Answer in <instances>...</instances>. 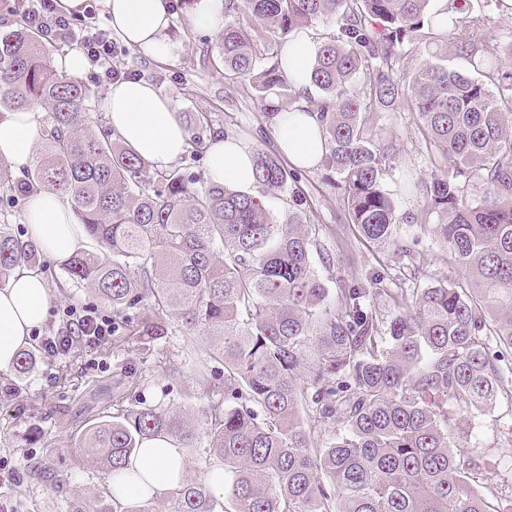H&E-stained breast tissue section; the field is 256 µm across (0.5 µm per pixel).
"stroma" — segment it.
<instances>
[{
  "label": "stroma",
  "instance_id": "1",
  "mask_svg": "<svg viewBox=\"0 0 512 512\" xmlns=\"http://www.w3.org/2000/svg\"><path fill=\"white\" fill-rule=\"evenodd\" d=\"M188 14L185 8L172 14L169 35L179 51L171 61L158 62L117 38L113 64L138 69L142 80L171 98L183 124H190L195 113L205 112L214 131L229 133L255 150L275 151V127L264 118L253 91L228 85L220 74L203 67V52L218 35L192 28ZM383 124L387 141L399 151L402 169L414 179L428 178L435 161L418 136L415 117L394 112ZM327 175L321 164L303 171L297 188L310 205L311 222L320 229L322 257L315 265L333 293L382 269L397 274L408 288L437 280L463 281V269L422 225H395L392 245L382 250L360 242L353 224L343 218L342 196ZM79 302L92 311L112 312L90 292L72 299L55 288L38 336L53 335L64 309ZM203 360L194 337L176 332L142 351H129L122 337L111 336L95 344L77 343L51 361L39 359L35 369L21 377L0 370V503L7 512H71L78 501L107 499L108 482L86 461L78 441L89 423L112 414L124 392L120 368L136 373V399L143 406L183 411L199 427L204 423L203 403L194 398L192 388ZM470 423L471 447L484 452L496 481H511L512 442L505 435L512 430V402L504 399L472 414ZM47 461L67 473L66 482L55 483L37 471V464Z\"/></svg>",
  "mask_w": 512,
  "mask_h": 512
}]
</instances>
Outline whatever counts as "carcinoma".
Returning a JSON list of instances; mask_svg holds the SVG:
<instances>
[{
	"label": "carcinoma",
	"mask_w": 512,
	"mask_h": 512,
	"mask_svg": "<svg viewBox=\"0 0 512 512\" xmlns=\"http://www.w3.org/2000/svg\"><path fill=\"white\" fill-rule=\"evenodd\" d=\"M224 0V30L202 64L255 91L264 118L303 98L319 114L323 161L348 218L369 244L391 243L397 223L424 225L468 275L411 293L366 285L330 294L313 259L319 228L295 192L299 174L274 153L253 155L257 186L293 208L274 215L250 191L195 185L183 168L158 170L107 125L93 91L54 67L27 23L0 31V112H47L34 166L12 176L9 200L44 189L67 198L93 246L59 264L65 288H88L112 306V335L140 351L179 331L197 337L205 363L194 396L207 402L197 428L183 413L130 404L88 426L79 447L106 479L158 437L207 448L224 466V501L182 479L163 512H512V484L487 486L481 453L457 454L468 418L507 392L512 362V41H480L484 19L458 0ZM334 24L312 62L308 87L281 71L284 40L315 20ZM470 69L448 67V49ZM432 57L410 76L412 53ZM413 112L440 173L412 182L421 213L386 188L398 169L381 143L379 112ZM210 116L199 112L186 156L205 153ZM482 194L471 203L470 194ZM40 247L12 233L0 212V286ZM388 297L380 317L374 300ZM218 363L216 371L210 364ZM318 415V424L302 412ZM73 512H155L93 501Z\"/></svg>",
	"instance_id": "1"
}]
</instances>
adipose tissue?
I'll use <instances>...</instances> for the list:
<instances>
[{
	"instance_id": "adipose-tissue-1",
	"label": "adipose tissue",
	"mask_w": 512,
	"mask_h": 512,
	"mask_svg": "<svg viewBox=\"0 0 512 512\" xmlns=\"http://www.w3.org/2000/svg\"><path fill=\"white\" fill-rule=\"evenodd\" d=\"M113 33L127 45L155 59H171L176 45L168 29L169 0H100ZM318 43L307 30L294 31L280 64L289 79L305 85ZM105 117L121 140L156 168L174 164L185 150L188 131L178 119L170 98L142 80L113 84L107 93ZM40 112L23 110L0 114V156L15 171L26 172L35 161L33 146L41 134ZM275 144L299 168L316 166L324 156L325 141L315 113L291 110L281 113L275 125ZM210 181L242 189L252 187L253 151L234 137H217L206 153ZM24 221L32 240L50 255L76 250L82 232L70 205L60 194L39 190L28 201ZM50 288L43 272L21 267L0 287V370L8 369L33 328L45 323ZM128 469L138 471L141 482L118 478L112 492L119 499L148 500L175 486L184 470L181 449L166 438L148 441L130 458Z\"/></svg>"
}]
</instances>
